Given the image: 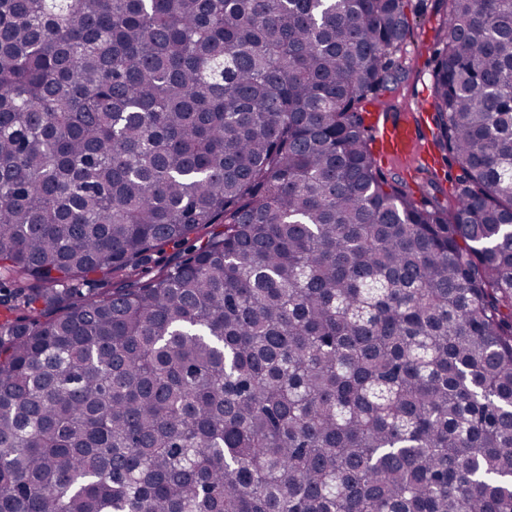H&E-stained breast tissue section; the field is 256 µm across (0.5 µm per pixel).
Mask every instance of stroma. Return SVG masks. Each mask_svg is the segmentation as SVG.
I'll list each match as a JSON object with an SVG mask.
<instances>
[{"label":"stroma","mask_w":512,"mask_h":512,"mask_svg":"<svg viewBox=\"0 0 512 512\" xmlns=\"http://www.w3.org/2000/svg\"><path fill=\"white\" fill-rule=\"evenodd\" d=\"M411 5V30L402 51L394 57L395 67L403 72L404 77L392 92L384 96L383 101L407 119H420L419 134L425 160L407 166L384 161L380 167L387 174L408 182L414 190L436 186L438 197L444 201L452 191L448 179L451 167L434 144V112L430 97V62L436 48L437 30L444 16L438 10L436 0H411Z\"/></svg>","instance_id":"35a3bbf8"}]
</instances>
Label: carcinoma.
<instances>
[{"instance_id": "obj_1", "label": "carcinoma", "mask_w": 512, "mask_h": 512, "mask_svg": "<svg viewBox=\"0 0 512 512\" xmlns=\"http://www.w3.org/2000/svg\"><path fill=\"white\" fill-rule=\"evenodd\" d=\"M409 2L0 0V512H512V0H439L449 207ZM412 12L410 34L407 36L401 52L394 56L395 68L404 73V78L387 93L383 104H390L393 112L402 114L408 120H401L393 112L377 108L369 114L367 122L374 126L376 144L386 160H409L422 158L419 149V136L425 156V162L417 165H399L389 161H380L378 165L389 175L402 178L419 193L422 189L434 192L430 185L433 178L437 185V195L448 203L452 183L448 181V172L454 173L445 160L444 154L435 146L433 133V109L430 97V69L433 52L436 48V34L444 16L437 8L435 0H411ZM425 116V121H420ZM420 134V135H419Z\"/></svg>"}]
</instances>
